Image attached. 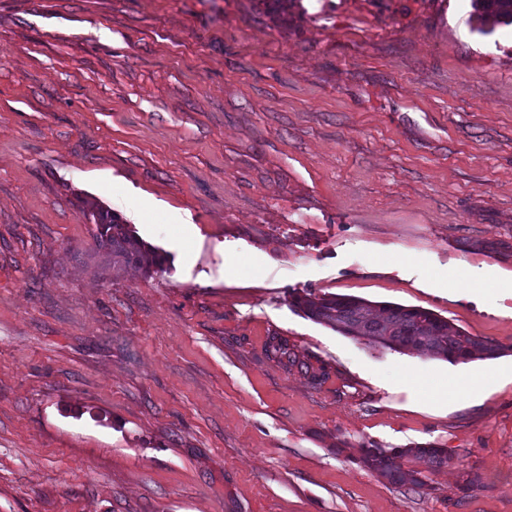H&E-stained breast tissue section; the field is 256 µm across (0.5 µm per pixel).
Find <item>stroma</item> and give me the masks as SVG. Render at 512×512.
<instances>
[{"mask_svg": "<svg viewBox=\"0 0 512 512\" xmlns=\"http://www.w3.org/2000/svg\"><path fill=\"white\" fill-rule=\"evenodd\" d=\"M471 13L0 0V512H512V25ZM88 200L162 271L113 269ZM296 293L502 352L374 349ZM369 443L449 461L394 485ZM362 461L370 469L390 483L398 485L409 484L412 487H423L424 481L419 477V471L404 472L395 466L394 458L397 455L409 454L425 462L431 468H438L448 463V454L445 448L434 444L414 446L412 448H392L386 451L378 446L363 445L360 447Z\"/></svg>", "mask_w": 512, "mask_h": 512, "instance_id": "obj_1", "label": "stroma"}]
</instances>
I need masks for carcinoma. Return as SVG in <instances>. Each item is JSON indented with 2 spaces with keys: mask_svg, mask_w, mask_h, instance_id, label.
Wrapping results in <instances>:
<instances>
[{
  "mask_svg": "<svg viewBox=\"0 0 512 512\" xmlns=\"http://www.w3.org/2000/svg\"><path fill=\"white\" fill-rule=\"evenodd\" d=\"M484 32L486 27L512 24V0H471ZM85 216L95 225L94 238L99 249L121 268L133 265L144 273L161 268L162 258L127 230L121 218L95 201L86 202ZM292 305L304 315L325 324L344 336L363 338L368 344L392 351L414 350L436 359L468 361L497 357L501 346L465 335L430 310L402 305H373L360 299L329 295L321 298L295 296ZM362 461L389 482L424 486L420 472H404L394 458L409 454L431 468L448 463L446 449L434 444L386 451L375 445L361 446Z\"/></svg>",
  "mask_w": 512,
  "mask_h": 512,
  "instance_id": "cac0c4a2",
  "label": "carcinoma"
}]
</instances>
